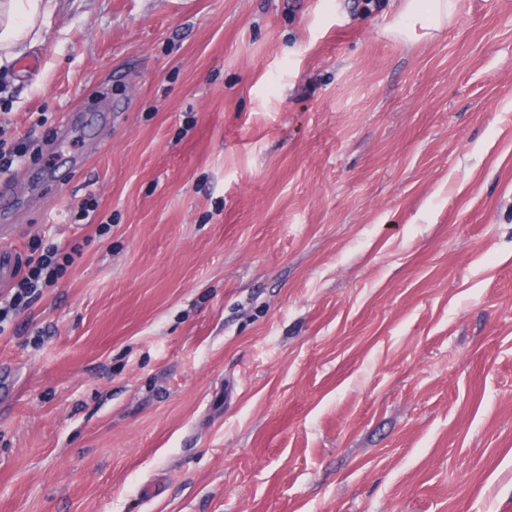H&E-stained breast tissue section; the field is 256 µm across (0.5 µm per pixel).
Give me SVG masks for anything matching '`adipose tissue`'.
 Instances as JSON below:
<instances>
[{
  "mask_svg": "<svg viewBox=\"0 0 512 512\" xmlns=\"http://www.w3.org/2000/svg\"><path fill=\"white\" fill-rule=\"evenodd\" d=\"M53 0H0V62L40 40Z\"/></svg>",
  "mask_w": 512,
  "mask_h": 512,
  "instance_id": "ef3b65f1",
  "label": "adipose tissue"
}]
</instances>
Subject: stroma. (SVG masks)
<instances>
[{"label": "stroma", "instance_id": "1", "mask_svg": "<svg viewBox=\"0 0 512 512\" xmlns=\"http://www.w3.org/2000/svg\"><path fill=\"white\" fill-rule=\"evenodd\" d=\"M402 6L54 0L0 64V225L77 248L0 512H512V0ZM453 0H406L404 14L429 25L441 22L451 15Z\"/></svg>", "mask_w": 512, "mask_h": 512}]
</instances>
